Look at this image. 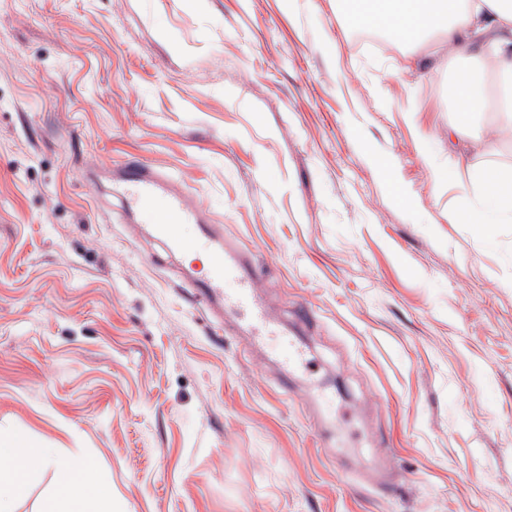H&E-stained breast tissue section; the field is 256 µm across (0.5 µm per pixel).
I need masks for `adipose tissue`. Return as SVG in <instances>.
Here are the masks:
<instances>
[{
	"label": "adipose tissue",
	"instance_id": "ef3b65f1",
	"mask_svg": "<svg viewBox=\"0 0 512 512\" xmlns=\"http://www.w3.org/2000/svg\"><path fill=\"white\" fill-rule=\"evenodd\" d=\"M350 16L397 37L436 38L458 63L448 80L451 127L490 146L512 141V0H355ZM492 107L499 120L475 125ZM482 185L479 204L463 220L485 229L512 216V205L496 170L484 173ZM48 469L55 487L40 512H112L90 463L58 459L49 448L29 452L21 436L0 439V512H15L27 476Z\"/></svg>",
	"mask_w": 512,
	"mask_h": 512
}]
</instances>
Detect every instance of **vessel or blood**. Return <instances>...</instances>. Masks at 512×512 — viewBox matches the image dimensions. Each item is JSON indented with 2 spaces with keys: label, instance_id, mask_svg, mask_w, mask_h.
Here are the masks:
<instances>
[{
  "label": "vessel or blood",
  "instance_id": "vessel-or-blood-1",
  "mask_svg": "<svg viewBox=\"0 0 512 512\" xmlns=\"http://www.w3.org/2000/svg\"><path fill=\"white\" fill-rule=\"evenodd\" d=\"M114 171L124 187L128 211L154 209L149 226L152 237L170 252L199 251L207 256V273L193 282L198 296L232 312L256 339L275 337L285 366H310L307 348L278 326L266 304L251 254L225 238L218 225L209 223L197 196L166 174L133 161L116 165Z\"/></svg>",
  "mask_w": 512,
  "mask_h": 512
}]
</instances>
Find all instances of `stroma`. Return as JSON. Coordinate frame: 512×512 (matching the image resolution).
I'll return each mask as SVG.
<instances>
[{
  "label": "stroma",
  "instance_id": "35a3bbf8",
  "mask_svg": "<svg viewBox=\"0 0 512 512\" xmlns=\"http://www.w3.org/2000/svg\"><path fill=\"white\" fill-rule=\"evenodd\" d=\"M340 2L0 0V438L112 512H512V222L456 218L512 144L458 142L440 44L363 45ZM124 161L252 253L310 368L133 234Z\"/></svg>",
  "mask_w": 512,
  "mask_h": 512
}]
</instances>
